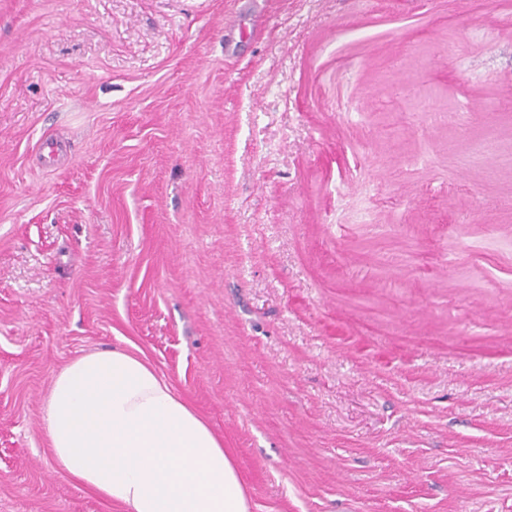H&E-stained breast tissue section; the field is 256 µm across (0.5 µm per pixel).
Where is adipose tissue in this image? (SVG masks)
<instances>
[{
    "mask_svg": "<svg viewBox=\"0 0 512 512\" xmlns=\"http://www.w3.org/2000/svg\"><path fill=\"white\" fill-rule=\"evenodd\" d=\"M46 428L59 469L126 512H250L223 442L126 350L83 355L55 374Z\"/></svg>",
    "mask_w": 512,
    "mask_h": 512,
    "instance_id": "1",
    "label": "adipose tissue"
}]
</instances>
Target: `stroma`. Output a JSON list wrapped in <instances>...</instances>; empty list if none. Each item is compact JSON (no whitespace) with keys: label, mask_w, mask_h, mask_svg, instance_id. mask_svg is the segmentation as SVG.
Listing matches in <instances>:
<instances>
[{"label":"stroma","mask_w":512,"mask_h":512,"mask_svg":"<svg viewBox=\"0 0 512 512\" xmlns=\"http://www.w3.org/2000/svg\"><path fill=\"white\" fill-rule=\"evenodd\" d=\"M258 8L0 0V512H122L45 422L112 348L251 512H512V0Z\"/></svg>","instance_id":"obj_1"}]
</instances>
